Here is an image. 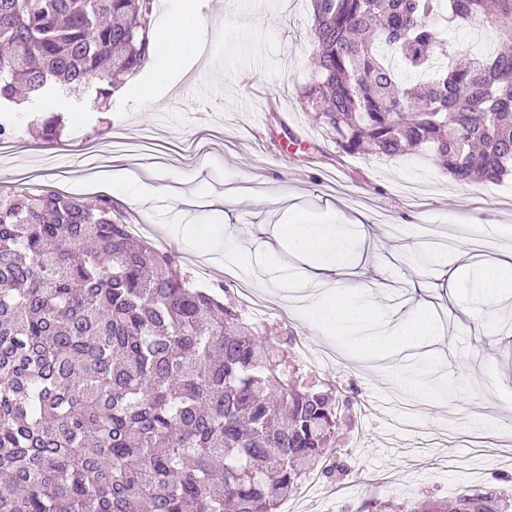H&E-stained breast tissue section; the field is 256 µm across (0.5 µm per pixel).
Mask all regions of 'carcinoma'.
I'll use <instances>...</instances> for the list:
<instances>
[{
    "label": "carcinoma",
    "instance_id": "cac0c4a2",
    "mask_svg": "<svg viewBox=\"0 0 512 512\" xmlns=\"http://www.w3.org/2000/svg\"><path fill=\"white\" fill-rule=\"evenodd\" d=\"M300 89L344 154L428 153L459 183L512 180V0L491 55L441 38L487 0H309ZM156 0H0V139L24 102L95 85L107 107L148 61ZM135 238L112 197L0 193V512H277L336 441L339 402L235 301ZM359 512H512V495Z\"/></svg>",
    "mask_w": 512,
    "mask_h": 512
}]
</instances>
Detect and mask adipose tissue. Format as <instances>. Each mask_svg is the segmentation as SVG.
Listing matches in <instances>:
<instances>
[{
  "label": "adipose tissue",
  "instance_id": "adipose-tissue-1",
  "mask_svg": "<svg viewBox=\"0 0 512 512\" xmlns=\"http://www.w3.org/2000/svg\"><path fill=\"white\" fill-rule=\"evenodd\" d=\"M205 37L196 0H180L177 8L166 15L157 34L150 37L154 47L151 67L131 77L122 88L123 94L143 107H152L157 100V87L169 74L199 57ZM281 238L292 252L306 259L307 265L302 270L305 280L321 289L319 299L313 304L314 323L338 322L347 316L374 320L376 304L353 299L356 284L348 283L342 287L337 284L348 260L359 264L370 260L366 233H353L345 224H288L284 226ZM405 286L411 298L416 300V308L393 311L395 325L390 335L370 341V350L436 342L443 336L444 329L432 316L431 309L434 299L440 295L453 299L460 289L469 288L480 295L484 306H496L503 289L512 288V252L460 266L444 264L437 275L406 280Z\"/></svg>",
  "mask_w": 512,
  "mask_h": 512
}]
</instances>
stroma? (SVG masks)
<instances>
[{
    "mask_svg": "<svg viewBox=\"0 0 512 512\" xmlns=\"http://www.w3.org/2000/svg\"><path fill=\"white\" fill-rule=\"evenodd\" d=\"M199 12L208 20V54L152 109L118 92L104 114L112 128L149 131V141L133 136L90 165L84 148L100 142L104 115L88 88L68 97L67 127L57 142L41 138L29 112L16 113L15 155L0 159V187L49 182L90 199L97 194L89 184L93 169L117 167L157 186L178 175L182 191L220 196L247 178L251 195L229 201L236 258L252 274L246 281H231L226 268L205 263L170 230L194 224L220 233L221 220L211 211H183L166 194L138 205L118 193L112 200L131 217L134 235L174 255L201 286L227 285L246 309L267 302L264 323L280 336L284 356L298 362L311 352L312 382L340 398L354 395L336 434L335 454L347 473L323 479L312 493L299 488L278 512H340L345 506L358 512L379 496L450 499L478 488L512 494V346L497 341L512 331V298L476 325L457 324V310L449 308L440 316L445 335L438 346L376 354L365 342L373 332L390 333L391 323L376 330L357 320L327 328L312 323L302 301L311 289L298 278L301 262L284 247L268 257L248 237L250 225L263 219L273 236L285 224L361 222L370 248L388 258L390 286L373 287L368 267L356 268L354 278L367 285L373 302L393 310L408 299L404 279L456 261L458 244L484 257L512 247V205L501 201L512 195V183L459 184L421 154L339 153L296 93L312 76L309 0H200ZM217 87L223 98L214 96ZM272 261L289 274L287 286L256 282ZM400 361L411 374H435L455 389L450 400L430 392L409 428L403 407L386 406L400 392L389 375Z\"/></svg>",
    "mask_w": 512,
    "mask_h": 512,
    "instance_id": "obj_1",
    "label": "stroma"
}]
</instances>
